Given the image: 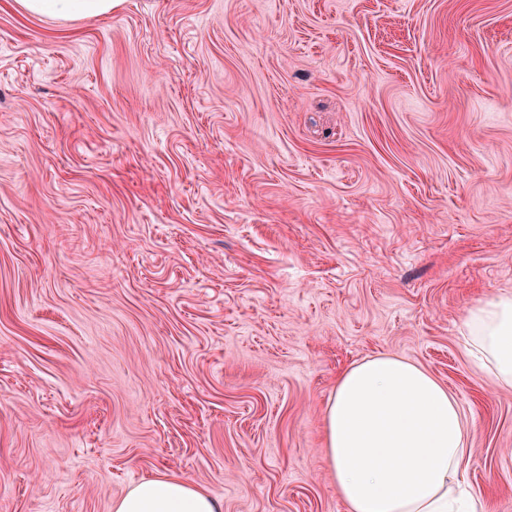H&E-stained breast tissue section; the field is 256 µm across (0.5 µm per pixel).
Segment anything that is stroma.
I'll use <instances>...</instances> for the list:
<instances>
[{
	"instance_id": "stroma-1",
	"label": "stroma",
	"mask_w": 512,
	"mask_h": 512,
	"mask_svg": "<svg viewBox=\"0 0 512 512\" xmlns=\"http://www.w3.org/2000/svg\"><path fill=\"white\" fill-rule=\"evenodd\" d=\"M512 291V0H0V512H345L338 373L458 398L512 512V389L466 308ZM121 0H15L24 17L71 21L112 14ZM114 512H221L220 505L192 481L178 475L143 479L113 504Z\"/></svg>"
}]
</instances>
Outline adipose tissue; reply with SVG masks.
Returning <instances> with one entry per match:
<instances>
[{
    "label": "adipose tissue",
    "instance_id": "obj_1",
    "mask_svg": "<svg viewBox=\"0 0 512 512\" xmlns=\"http://www.w3.org/2000/svg\"><path fill=\"white\" fill-rule=\"evenodd\" d=\"M121 0H15L21 16L71 21L110 15ZM465 348L497 385L512 388V292L468 306ZM325 456L345 512H488L464 474L469 423L457 397L426 369L391 355L354 362L323 414ZM113 512H221L178 475L143 479Z\"/></svg>",
    "mask_w": 512,
    "mask_h": 512
}]
</instances>
